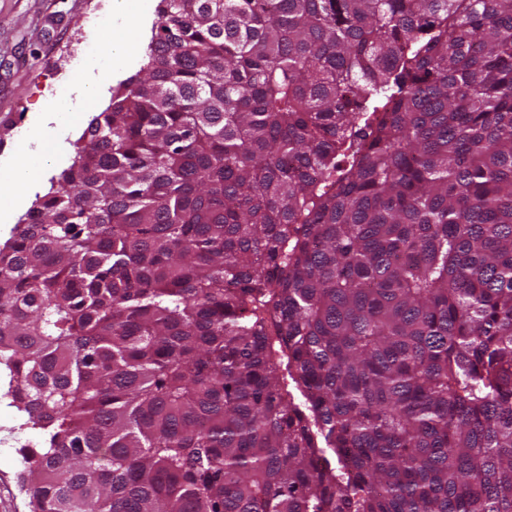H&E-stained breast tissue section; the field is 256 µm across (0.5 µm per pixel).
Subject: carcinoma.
<instances>
[{
    "instance_id": "cac0c4a2",
    "label": "carcinoma",
    "mask_w": 512,
    "mask_h": 512,
    "mask_svg": "<svg viewBox=\"0 0 512 512\" xmlns=\"http://www.w3.org/2000/svg\"><path fill=\"white\" fill-rule=\"evenodd\" d=\"M0 366L31 512H512V0H160ZM159 2H160V0H153V2H152L153 3V20H152V25L150 26L149 32H148L147 36L145 37V39H144V41L142 43L141 52H140V56H139L138 60L136 61V63L134 65H132L131 67H129L128 69L125 70L124 74L122 75V77L120 79L114 80L112 82V84L108 87L106 99L104 101L102 109L99 112H102L107 107V105L109 104V101H110V98H111V95H112V91L116 90L119 87V84L121 82H123L124 80H126L130 76L134 75L136 72H138L140 70V68H142L143 65L146 63L145 52H146L148 43H149L150 38H151L152 27H153L154 23L157 20V11H158Z\"/></svg>"
}]
</instances>
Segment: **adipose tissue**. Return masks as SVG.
Returning <instances> with one entry per match:
<instances>
[{
    "label": "adipose tissue",
    "mask_w": 512,
    "mask_h": 512,
    "mask_svg": "<svg viewBox=\"0 0 512 512\" xmlns=\"http://www.w3.org/2000/svg\"><path fill=\"white\" fill-rule=\"evenodd\" d=\"M110 16L98 19L101 30L112 33L111 40L93 43L81 67L80 86L88 99L103 95L106 82L116 77L132 63L138 54V35L124 33L117 29V19L147 24L151 14V0H111ZM8 168L10 180L16 188L7 208L0 209V223H11L16 210L21 208L33 183L30 178L31 165L23 154H11L0 160Z\"/></svg>",
    "instance_id": "obj_1"
}]
</instances>
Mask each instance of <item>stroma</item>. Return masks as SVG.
I'll list each match as a JSON object with an SVG mask.
<instances>
[{
    "mask_svg": "<svg viewBox=\"0 0 512 512\" xmlns=\"http://www.w3.org/2000/svg\"><path fill=\"white\" fill-rule=\"evenodd\" d=\"M106 0H0V156L20 145L30 117L48 97L74 78L86 46L104 39L94 19ZM9 375L0 372V512H29L18 474L21 457L10 443L41 442L39 431L21 428L4 393Z\"/></svg>",
    "mask_w": 512,
    "mask_h": 512,
    "instance_id": "stroma-1",
    "label": "stroma"
}]
</instances>
